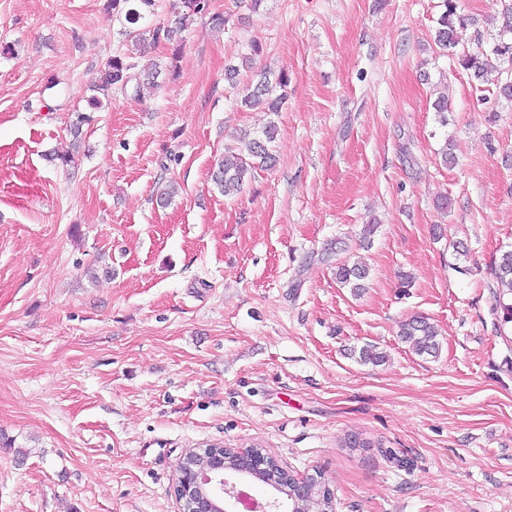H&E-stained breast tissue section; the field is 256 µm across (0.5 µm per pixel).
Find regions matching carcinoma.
Here are the masks:
<instances>
[{"instance_id":"cac0c4a2","label":"carcinoma","mask_w":512,"mask_h":512,"mask_svg":"<svg viewBox=\"0 0 512 512\" xmlns=\"http://www.w3.org/2000/svg\"><path fill=\"white\" fill-rule=\"evenodd\" d=\"M157 0H112V9H125L126 21L133 28L126 31V38L131 42L133 51L113 55L101 71L98 81L93 84L96 94L88 100L90 108L98 110L103 100L112 94L140 97L146 91L157 87L159 71H149L143 79L135 80L133 70L137 68L134 61L136 52L146 48V42L153 44L162 40H172L173 30L157 26L142 30L135 27L144 13H154ZM209 0H171L170 9L174 14L175 24L183 27L193 17L207 15L211 24L223 28L224 15L209 14ZM442 12L437 19L435 45L446 52L458 45L457 28L466 26V18L458 12L457 0H442ZM457 64L469 72L476 80L495 86L497 95L506 101H512V4L503 6L502 24L491 41L479 37L472 46L464 47L457 53ZM290 84L288 72L281 70L274 73L262 69L254 74L252 81L241 90V106L259 109L269 114L280 112L286 99V89ZM278 128L274 121H267L260 130L248 138L245 148L239 151L225 150L224 158L218 163L213 173V182L226 196L242 192L254 173L272 165L274 161L273 143ZM368 267L360 261L351 266L337 267V281L358 292L364 288L362 281L367 278ZM493 276L490 288L502 315V324L512 323V249L506 250L494 259L491 265ZM399 337L420 356H437L439 352L438 331L424 317H414L399 325ZM285 471L277 462H272L270 470L254 472L257 483L275 489L279 497L288 502V509L295 512H333V501L325 495L323 486H316L308 497L297 499L293 496L290 485L284 479Z\"/></svg>"}]
</instances>
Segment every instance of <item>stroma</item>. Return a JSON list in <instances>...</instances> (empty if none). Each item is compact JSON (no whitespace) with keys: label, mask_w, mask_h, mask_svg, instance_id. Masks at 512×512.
<instances>
[{"label":"stroma","mask_w":512,"mask_h":512,"mask_svg":"<svg viewBox=\"0 0 512 512\" xmlns=\"http://www.w3.org/2000/svg\"><path fill=\"white\" fill-rule=\"evenodd\" d=\"M439 2L210 0L223 30L148 48L163 68L180 45L175 77L93 113L124 15L0 0V512H181L177 464L214 443L322 471L336 512H512V328L488 288L512 248V103L437 55ZM501 9L460 0L461 45ZM266 67L291 77L276 161L227 198L211 174L265 122L239 99ZM360 258L356 293L335 272ZM414 316L438 356L399 338Z\"/></svg>","instance_id":"1"}]
</instances>
